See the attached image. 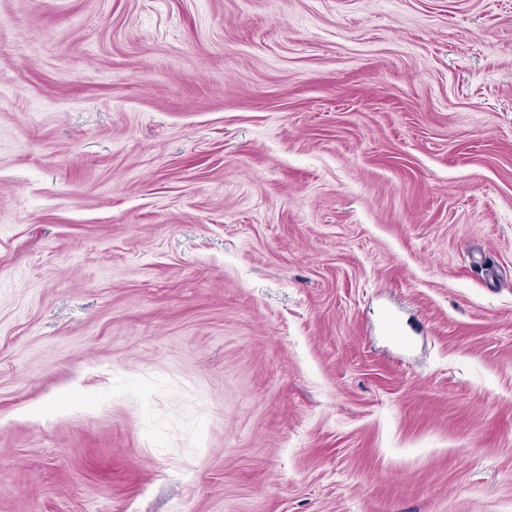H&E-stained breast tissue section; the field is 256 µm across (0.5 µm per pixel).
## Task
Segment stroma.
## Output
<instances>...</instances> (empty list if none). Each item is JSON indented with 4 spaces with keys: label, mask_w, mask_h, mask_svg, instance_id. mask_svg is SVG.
<instances>
[{
    "label": "stroma",
    "mask_w": 512,
    "mask_h": 512,
    "mask_svg": "<svg viewBox=\"0 0 512 512\" xmlns=\"http://www.w3.org/2000/svg\"><path fill=\"white\" fill-rule=\"evenodd\" d=\"M0 512H512V0H0Z\"/></svg>",
    "instance_id": "35a3bbf8"
}]
</instances>
